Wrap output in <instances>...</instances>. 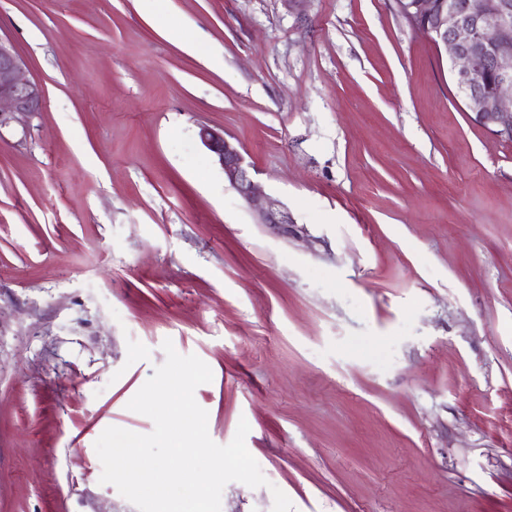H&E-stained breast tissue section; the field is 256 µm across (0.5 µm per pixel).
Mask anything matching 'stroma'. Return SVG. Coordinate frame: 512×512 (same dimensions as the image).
Masks as SVG:
<instances>
[{
    "label": "stroma",
    "mask_w": 512,
    "mask_h": 512,
    "mask_svg": "<svg viewBox=\"0 0 512 512\" xmlns=\"http://www.w3.org/2000/svg\"><path fill=\"white\" fill-rule=\"evenodd\" d=\"M0 37L46 94L0 133V512H137L94 443L152 431L167 339L268 480L222 512H512V141L394 0H0ZM199 137L202 144L217 158L229 184L256 215L259 223L283 226L288 232V224L294 222L288 209L258 189L244 165L241 152L224 136V130L203 125Z\"/></svg>",
    "instance_id": "35a3bbf8"
}]
</instances>
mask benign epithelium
<instances>
[{"mask_svg": "<svg viewBox=\"0 0 512 512\" xmlns=\"http://www.w3.org/2000/svg\"><path fill=\"white\" fill-rule=\"evenodd\" d=\"M404 15L424 22L434 44L446 50L452 81L465 92L474 121L512 140V0L482 6L473 0H409ZM44 108L43 86L28 76L13 44L0 38V130ZM199 137L259 223L285 228L294 223L287 208L258 189L224 130L203 125Z\"/></svg>", "mask_w": 512, "mask_h": 512, "instance_id": "benign-epithelium-1", "label": "benign epithelium"}]
</instances>
